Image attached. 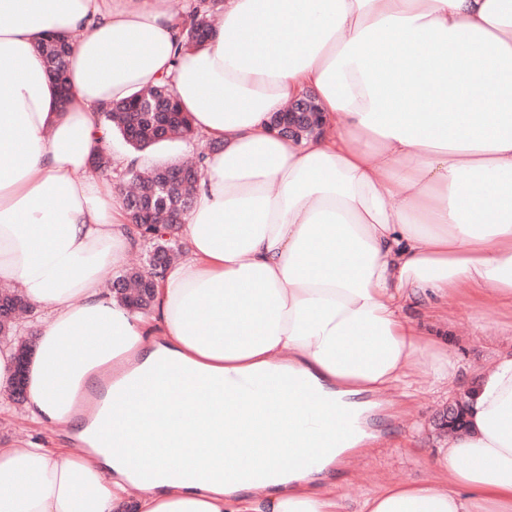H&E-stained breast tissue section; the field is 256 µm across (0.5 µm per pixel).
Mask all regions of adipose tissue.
<instances>
[{"label": "adipose tissue", "mask_w": 512, "mask_h": 512, "mask_svg": "<svg viewBox=\"0 0 512 512\" xmlns=\"http://www.w3.org/2000/svg\"><path fill=\"white\" fill-rule=\"evenodd\" d=\"M201 46L174 0H0V283L37 313L24 410L83 441L75 454L0 445V512H512V349L474 375L465 428L422 481H375L348 510L336 471L373 454L376 413L422 378L451 397L461 367L416 315L512 310V0H223ZM72 37L59 105L36 45ZM170 84L210 153L184 215L183 258L142 314L102 282L140 249L122 197L92 176L113 103ZM313 94L319 133L270 118ZM94 330L103 344L81 348ZM192 381L183 418L132 474L116 446L151 438L164 393ZM287 381L257 407L244 385ZM112 381V441L87 424ZM357 432L314 465L303 416ZM249 454V473L239 470ZM186 475L163 478L168 459Z\"/></svg>", "instance_id": "adipose-tissue-1"}]
</instances>
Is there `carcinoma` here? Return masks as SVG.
<instances>
[{
    "mask_svg": "<svg viewBox=\"0 0 512 512\" xmlns=\"http://www.w3.org/2000/svg\"><path fill=\"white\" fill-rule=\"evenodd\" d=\"M221 0H196L189 10L190 23L185 28V38L198 43L195 32L209 25L210 18L219 11ZM37 52L47 64L48 76L57 87H67L66 59L69 46H58L57 36L52 35L36 46ZM112 130L120 134L128 146L143 152L161 142L173 139H189L193 135L187 113L183 112L174 97L172 89L161 84L144 89L130 99L116 103L106 113ZM184 169L178 163L164 164L146 170L127 171L128 178L136 184L132 191L123 193L126 209L136 200H152L155 211L154 226L141 233L144 239L146 263L142 267H129L123 274L111 279L112 296L129 308L146 311L151 307L154 288L163 270L155 269L151 256L161 254L173 258L176 246L180 245L178 231L164 223V216L172 205L187 212L193 203L197 180L179 185L163 181V173ZM30 312V306L19 292L12 288L0 289V338L11 336L21 315Z\"/></svg>",
    "mask_w": 512,
    "mask_h": 512,
    "instance_id": "cac0c4a2",
    "label": "carcinoma"
}]
</instances>
